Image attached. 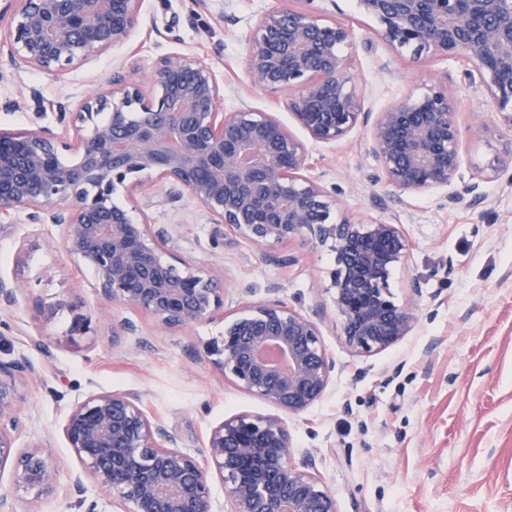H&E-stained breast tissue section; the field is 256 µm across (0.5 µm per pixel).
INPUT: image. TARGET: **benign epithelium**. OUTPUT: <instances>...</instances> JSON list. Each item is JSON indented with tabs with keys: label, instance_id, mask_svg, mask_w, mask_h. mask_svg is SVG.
Returning <instances> with one entry per match:
<instances>
[{
	"label": "benign epithelium",
	"instance_id": "benign-epithelium-1",
	"mask_svg": "<svg viewBox=\"0 0 512 512\" xmlns=\"http://www.w3.org/2000/svg\"><path fill=\"white\" fill-rule=\"evenodd\" d=\"M6 42L14 66L59 76L123 45L137 23L140 0H14ZM396 52L453 57L496 107L512 110V0H359ZM349 26L311 8L261 15L247 48L254 86L287 93L286 105L309 139L334 143L368 113L342 51ZM153 90L115 79L104 92L66 111L61 131L48 127L0 132V216L60 229L65 253L91 266L96 288L115 305L145 311L162 329L190 327L224 304V289L201 266L167 249L147 215L114 201L156 178L174 196L188 195L218 224L259 248L298 238L333 243L327 289L341 336L359 353L380 352L409 336L412 302L396 303L391 269L409 250L400 225L352 222L308 168L305 144L268 112L220 108L223 91L211 68L184 54L162 58ZM457 104L439 85L400 98L370 128L375 179L398 191L447 185L460 166ZM69 151L73 158L65 157ZM23 286L0 279V302L16 303ZM215 364L240 389L284 415L306 411L325 394L332 363L318 323L280 303L249 307L208 345ZM35 376L25 356L0 360V512H18L28 495L58 489V465L34 442L16 444L24 426L13 382ZM63 434L82 465L71 489L82 512L84 479L123 512H211L214 476L230 512H337L334 495L307 452L291 448L280 417L239 415L210 432L191 455L184 436L146 411L137 392L101 391L75 401Z\"/></svg>",
	"mask_w": 512,
	"mask_h": 512
}]
</instances>
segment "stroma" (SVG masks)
I'll return each mask as SVG.
<instances>
[{
    "label": "stroma",
    "instance_id": "1",
    "mask_svg": "<svg viewBox=\"0 0 512 512\" xmlns=\"http://www.w3.org/2000/svg\"><path fill=\"white\" fill-rule=\"evenodd\" d=\"M301 0H141L127 43L90 57L62 76L15 71L0 47V131L56 128V103L76 105L114 76L150 89L158 60L193 56L224 88L223 107L272 113L309 154L320 181L354 221L400 224L410 250L389 279L395 302H414L418 322L402 342L374 353L349 348L336 327L326 286L335 254L296 240L260 249L214 223L190 197L152 183L118 203L145 212L172 235L170 249L202 265L224 290L214 318L161 330L146 313L110 303L92 270L70 259L53 225L0 227V279L24 295L0 306V359L29 358L37 376L17 378L27 417L18 446L42 443L59 464L56 494L23 501L24 512H79L68 493L81 465L63 434L71 405L100 390L137 391L148 413L188 435L197 454L211 430L238 415L274 416L277 408L224 377L206 345L248 306L279 301L312 317L334 364L325 395L288 419L291 446L311 452L338 512H512V114L498 111L459 58L416 60L393 51L358 0H314L326 19L348 24L344 51L365 111L441 82L458 105L460 166L448 185L396 191L370 181L368 129L342 140L309 141L285 108V95L251 85L246 54L257 19L296 9ZM479 183L478 203H449ZM69 308L51 315L49 304ZM90 316L71 335L74 313ZM134 335L120 331L122 323Z\"/></svg>",
    "mask_w": 512,
    "mask_h": 512
}]
</instances>
